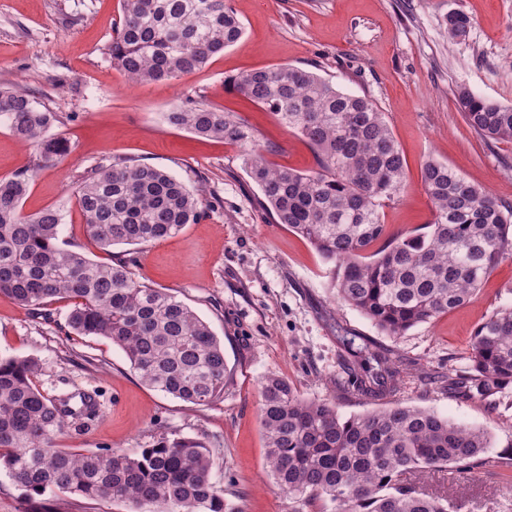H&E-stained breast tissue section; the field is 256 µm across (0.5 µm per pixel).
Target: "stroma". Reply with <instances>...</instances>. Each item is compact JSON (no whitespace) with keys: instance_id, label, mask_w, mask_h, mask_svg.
I'll return each instance as SVG.
<instances>
[{"instance_id":"stroma-1","label":"stroma","mask_w":512,"mask_h":512,"mask_svg":"<svg viewBox=\"0 0 512 512\" xmlns=\"http://www.w3.org/2000/svg\"><path fill=\"white\" fill-rule=\"evenodd\" d=\"M244 34L203 69L169 82L134 84L105 53L121 19L120 0H0V86L21 84L57 113L51 136L66 141L58 164L0 128V178L24 171V213L66 211L62 247L107 262L133 258V271L177 297L224 344L223 398L193 405L142 383L124 352L97 336L65 327L68 304L37 318L0 295V355L36 359L37 387L51 397L87 393L98 416L66 430L59 447L133 454L164 438L205 442L211 480L243 512H288L268 471L258 411L262 377L276 375L303 397L335 399L350 416L370 403L340 387L352 359L337 337L398 355L405 365L394 403L431 409L486 430L492 457L512 456V398L496 409L448 393V371L469 365L470 338L493 308L512 300V258L484 280L469 303L392 340L357 310L336 302L327 266L302 237L274 223L247 175L238 146L169 126L167 112L194 101L248 122L268 146V160L315 168L312 148L278 118L224 84L238 73L289 64L340 89L373 100L384 112L405 159L408 188L384 210L387 234L423 227L432 203L420 177L435 159L512 204V141H490L467 124L458 87L512 103V0H227ZM471 19L465 37L449 39L446 19ZM115 163L160 167L209 204L177 235L140 246L100 249L87 235L73 192L91 168ZM431 485L452 498L453 512H512L495 472L467 487Z\"/></svg>"}]
</instances>
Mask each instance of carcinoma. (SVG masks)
<instances>
[{
  "label": "carcinoma",
  "instance_id": "carcinoma-1",
  "mask_svg": "<svg viewBox=\"0 0 512 512\" xmlns=\"http://www.w3.org/2000/svg\"><path fill=\"white\" fill-rule=\"evenodd\" d=\"M122 19L107 54L134 82L172 81L205 67L240 39L243 26L226 0H121ZM470 21L448 16V35ZM233 91L273 112L316 154L300 172L268 162L240 118L199 103L166 113L167 123L239 145L274 223L300 235L328 265L336 299L398 339L466 304L498 261L512 258V206L428 160L421 182L433 204L424 231L385 237L383 210L407 189L404 159L383 112L314 72L280 65L244 72ZM467 123L480 136L512 140V104L458 89ZM58 121L27 89L0 86V126L34 143L43 163L68 145L47 135ZM30 178L0 179V294L33 315L66 300L68 333L101 336L120 347L147 386L195 405L224 395V345L176 296L135 277L131 260L98 262L58 244L62 209L22 212ZM76 201L89 237L103 250L166 240L203 215L202 196L171 173L146 164L98 166L84 174ZM340 341L364 374L366 398L394 396L402 361ZM469 367L448 369V391L497 407L512 390V303L495 308L474 331ZM39 363L0 357V467L29 496L56 491L129 506L128 512H242L211 481L212 460L198 439L164 440L139 453H76L58 447L81 406L39 390ZM259 416L271 475L291 512H450L448 497L416 477L448 470L472 480L507 459L488 456L489 434L425 408L393 405L349 417L336 401L305 399L274 375L259 386Z\"/></svg>",
  "mask_w": 512,
  "mask_h": 512
}]
</instances>
